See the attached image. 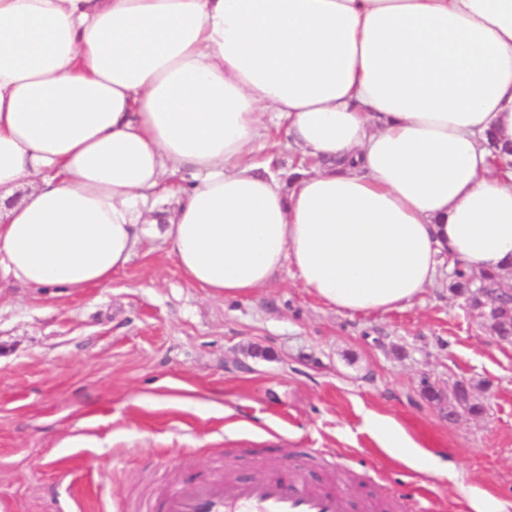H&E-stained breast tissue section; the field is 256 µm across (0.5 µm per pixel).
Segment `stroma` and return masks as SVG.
Returning a JSON list of instances; mask_svg holds the SVG:
<instances>
[{"label":"stroma","mask_w":512,"mask_h":512,"mask_svg":"<svg viewBox=\"0 0 512 512\" xmlns=\"http://www.w3.org/2000/svg\"><path fill=\"white\" fill-rule=\"evenodd\" d=\"M489 382L479 418L448 420L449 381ZM392 418L453 470L441 481L384 448ZM83 435L82 448L70 439ZM301 474L419 512H512V345L448 293L384 314L328 309L293 270L215 299L145 239L111 283L81 294L0 286V512H147L175 481Z\"/></svg>","instance_id":"35a3bbf8"}]
</instances>
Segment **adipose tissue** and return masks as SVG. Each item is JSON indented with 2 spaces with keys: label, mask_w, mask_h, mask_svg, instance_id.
<instances>
[{
  "label": "adipose tissue",
  "mask_w": 512,
  "mask_h": 512,
  "mask_svg": "<svg viewBox=\"0 0 512 512\" xmlns=\"http://www.w3.org/2000/svg\"><path fill=\"white\" fill-rule=\"evenodd\" d=\"M267 114L313 170L256 160ZM509 145L512 0H0V281L80 293L150 237L215 298L289 267L400 310L445 258L512 272Z\"/></svg>",
  "instance_id": "obj_1"
}]
</instances>
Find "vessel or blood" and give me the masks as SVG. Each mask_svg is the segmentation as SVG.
Here are the masks:
<instances>
[{"mask_svg":"<svg viewBox=\"0 0 512 512\" xmlns=\"http://www.w3.org/2000/svg\"><path fill=\"white\" fill-rule=\"evenodd\" d=\"M164 512H347L340 492L296 477L262 480H186L164 494Z\"/></svg>","mask_w":512,"mask_h":512,"instance_id":"obj_1","label":"vessel or blood"}]
</instances>
